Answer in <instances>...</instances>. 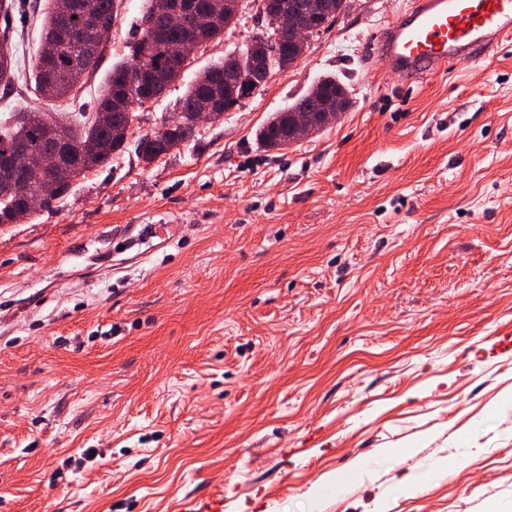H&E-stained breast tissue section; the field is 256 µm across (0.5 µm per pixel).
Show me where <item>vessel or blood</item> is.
<instances>
[{
	"label": "vessel or blood",
	"instance_id": "1",
	"mask_svg": "<svg viewBox=\"0 0 512 512\" xmlns=\"http://www.w3.org/2000/svg\"><path fill=\"white\" fill-rule=\"evenodd\" d=\"M512 40V0H410L380 30L372 54L403 82L485 58Z\"/></svg>",
	"mask_w": 512,
	"mask_h": 512
}]
</instances>
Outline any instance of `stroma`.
Listing matches in <instances>:
<instances>
[{
    "instance_id": "1",
    "label": "stroma",
    "mask_w": 512,
    "mask_h": 512,
    "mask_svg": "<svg viewBox=\"0 0 512 512\" xmlns=\"http://www.w3.org/2000/svg\"><path fill=\"white\" fill-rule=\"evenodd\" d=\"M407 4L348 0L291 69L143 161L188 84L264 31L241 0L125 152L0 226V512H512V41L401 83L365 40ZM53 7L0 15V127L92 111L148 2L121 0L96 74L48 102L31 65ZM330 74L349 110L264 149ZM289 112L283 109L274 112L272 116L256 131V139L266 148L282 149L297 143L291 129Z\"/></svg>"
}]
</instances>
